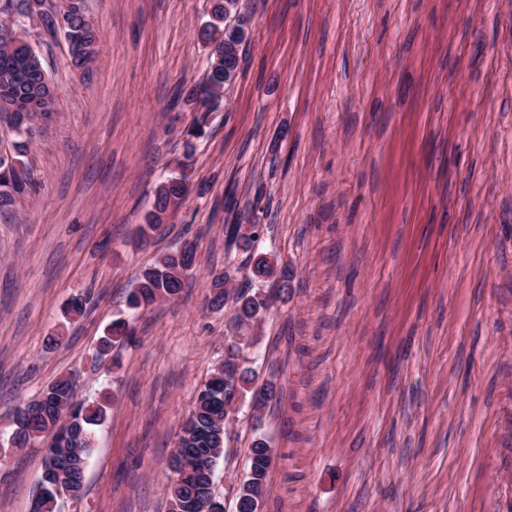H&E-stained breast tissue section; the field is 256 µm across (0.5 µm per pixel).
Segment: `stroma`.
<instances>
[{
  "instance_id": "obj_1",
  "label": "stroma",
  "mask_w": 512,
  "mask_h": 512,
  "mask_svg": "<svg viewBox=\"0 0 512 512\" xmlns=\"http://www.w3.org/2000/svg\"><path fill=\"white\" fill-rule=\"evenodd\" d=\"M90 78L41 45L58 115L30 147L32 197L0 215V512H29L44 447L9 412L70 378L111 393L85 494L61 512H169V460L196 390L241 337L256 384L228 426L215 496L255 440L274 448L263 512H512V0H251L240 73L202 136L209 0H86ZM191 191L140 244L154 190ZM287 285L251 280L228 224ZM176 299L131 311L182 241ZM273 295L258 322L211 306L213 278ZM80 314H71L73 303ZM135 326L111 360L113 320ZM189 250L182 256L179 251L157 257L142 276L138 288L128 299L132 309H147L164 299L177 297L184 285L185 276L198 267L197 244L194 240H186L182 247ZM178 270L175 274L173 271ZM134 336V329L127 320H114L107 336L102 337L97 353L101 358H105L112 352V348L116 343L124 344L131 341ZM23 405H17L11 412V415L13 416L12 426L14 428L10 437L11 444L15 448H26L30 443L32 431L36 432L45 430V422H43L42 419H34L29 421L27 416H25L24 420L22 421L23 425L16 423L19 420V417L23 414Z\"/></svg>"
}]
</instances>
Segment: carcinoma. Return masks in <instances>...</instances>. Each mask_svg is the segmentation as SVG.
I'll list each match as a JSON object with an SVG mask.
<instances>
[{
  "label": "carcinoma",
  "instance_id": "1",
  "mask_svg": "<svg viewBox=\"0 0 512 512\" xmlns=\"http://www.w3.org/2000/svg\"><path fill=\"white\" fill-rule=\"evenodd\" d=\"M212 20L201 31L202 38L210 44L208 74L205 82L190 91V97L200 102L208 110L210 105L221 99V93L236 81L240 71V61L245 44L249 39L250 29L239 28L232 34L217 35L224 27V0H211ZM29 0H0V120L6 118L16 100L27 99L48 92V74L43 64V57L38 49L30 50L26 23ZM84 0H61L55 5L53 13H43L37 20L39 29L55 31L56 25H66L68 55L74 59H85L83 77L92 72V66L99 53L98 30L91 19L84 15ZM38 132L29 137L24 133L15 135L13 151L0 153V214L9 213L19 203L30 197L36 182L29 164L24 160L30 144ZM188 176L181 172L166 179L165 185L156 192L152 209L147 214L146 224L140 229V235L159 230L161 215L177 210L189 193L186 184ZM183 246L189 247L184 254L174 252L157 257L142 276L138 288L128 299L132 309H147L164 299L177 297L184 285L185 276L198 267L197 244L187 240ZM235 304L236 317L241 322L258 318L268 309L267 302L258 293L247 295L241 291L235 293H218L211 300L213 306L220 307L227 302ZM134 329L125 319L112 322L109 332L102 337L97 353L105 358L117 343L131 341ZM236 381L226 385L224 377L211 371L207 379L199 386L195 403L181 427L177 443L181 448L190 449L185 457L190 476L184 480L179 489H172L170 500L175 497L192 501L188 512H210L205 508L207 499L214 497V474L224 455L220 448V438L215 433L224 424V403L237 395H244L251 388L253 376L251 371L240 366L233 370ZM48 395L46 413L55 419L58 411L68 410L75 405L73 384L66 377H60L46 389ZM110 398L105 396L100 402L88 405L80 404L73 416L76 434L91 437L93 427L100 426L107 418V404ZM22 405H17L11 412L13 431L11 444L15 448H25L30 443L31 432L44 430L45 422L40 419L23 420ZM268 446L263 441L256 442L251 448L246 490L250 494H259L267 488V476L260 463ZM92 450L89 448H62L61 444L48 442L39 483L48 484L46 475L56 466L63 465L67 470V489L74 499L84 492V478Z\"/></svg>",
  "mask_w": 512,
  "mask_h": 512
}]
</instances>
